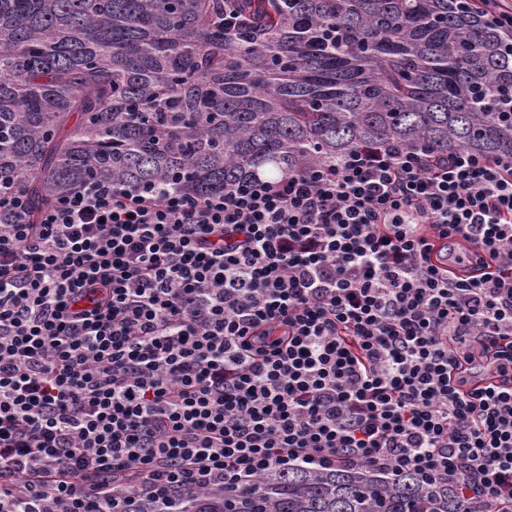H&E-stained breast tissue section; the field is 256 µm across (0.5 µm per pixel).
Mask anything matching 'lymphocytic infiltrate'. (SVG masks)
<instances>
[{
  "instance_id": "obj_1",
  "label": "lymphocytic infiltrate",
  "mask_w": 512,
  "mask_h": 512,
  "mask_svg": "<svg viewBox=\"0 0 512 512\" xmlns=\"http://www.w3.org/2000/svg\"><path fill=\"white\" fill-rule=\"evenodd\" d=\"M512 512V155L358 149L221 194L0 189V512L269 471Z\"/></svg>"
}]
</instances>
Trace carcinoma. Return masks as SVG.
<instances>
[{
  "label": "carcinoma",
  "instance_id": "carcinoma-1",
  "mask_svg": "<svg viewBox=\"0 0 512 512\" xmlns=\"http://www.w3.org/2000/svg\"><path fill=\"white\" fill-rule=\"evenodd\" d=\"M389 145L512 155V34L457 0H0V187L33 224L93 177L206 197ZM174 509L474 512L341 468Z\"/></svg>",
  "mask_w": 512,
  "mask_h": 512
}]
</instances>
